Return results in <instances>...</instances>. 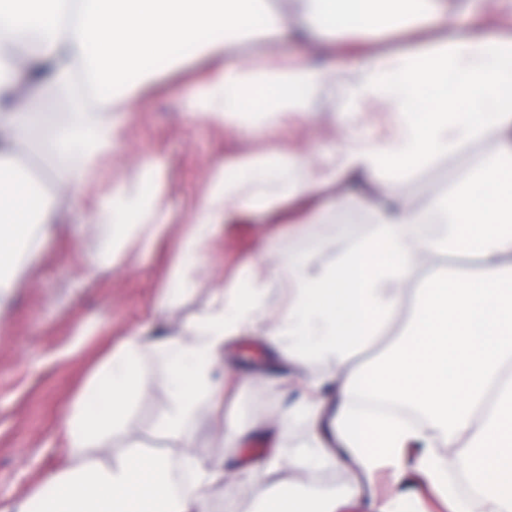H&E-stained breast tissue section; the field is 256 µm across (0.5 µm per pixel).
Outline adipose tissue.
<instances>
[{"label": "adipose tissue", "mask_w": 512, "mask_h": 512, "mask_svg": "<svg viewBox=\"0 0 512 512\" xmlns=\"http://www.w3.org/2000/svg\"><path fill=\"white\" fill-rule=\"evenodd\" d=\"M305 21L318 39L341 31L376 32L431 16L438 0H305ZM69 0H0V94L24 71L15 49L55 65L53 81L66 90L65 109L30 105L0 109V297L22 264L40 258L39 243L53 214L39 185L23 175L14 152L28 147L50 159L61 180L80 191L118 140L113 116L129 109L141 79L170 61L229 37L273 29L282 39L298 29L280 22L263 0H82L76 22H66ZM313 46L290 62L227 64L184 108L208 103L213 118L264 114L267 126L304 118L312 92L336 82L339 120L371 106L390 116L386 134L357 142L342 155L320 157L299 181L281 182L276 162L241 155L212 174L196 219L175 242L176 251L204 258L212 238L235 215L283 195L319 193L354 181L367 191L357 203L372 212L371 234L336 260L312 265L301 257L265 265L251 288L234 280L219 287L211 306L160 341L132 339L112 352L90 380L98 401L78 400L66 434L75 458L50 474L15 512H206L223 467L182 457L191 481L177 492L167 458L132 444L121 453L105 440L123 430L142 398L141 366L154 361L173 373V399L157 423L185 445L200 406L222 395L213 379L216 353L227 340L261 331L278 357L302 367L346 357L378 335L398 303L411 267L426 257L474 252L481 272L466 282L428 285L402 344L378 370L340 365L333 393L309 383L302 408L313 437L309 458L351 467L356 494L392 470L402 477L408 448L419 446L415 468L452 512H512V171L495 159L460 168L446 190L422 206L389 214L373 200L391 179L436 157L460 150L490 132L512 130V38L456 33L423 45L417 63L381 51L350 64H318ZM124 191L112 199L123 200ZM113 206L93 212L92 223L141 244L163 228L160 211ZM440 233H430V225ZM282 284L286 303L268 309L270 284ZM453 449L471 489L460 496L442 455ZM99 456H90V449ZM262 512H337L313 496L282 486L266 492Z\"/></svg>", "instance_id": "adipose-tissue-1"}]
</instances>
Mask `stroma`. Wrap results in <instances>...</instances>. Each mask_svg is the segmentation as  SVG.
<instances>
[{
	"instance_id": "1",
	"label": "stroma",
	"mask_w": 512,
	"mask_h": 512,
	"mask_svg": "<svg viewBox=\"0 0 512 512\" xmlns=\"http://www.w3.org/2000/svg\"><path fill=\"white\" fill-rule=\"evenodd\" d=\"M509 13L512 8L501 0H439L432 22L381 34L339 33L319 56L330 63L353 61L369 49L409 54L448 29L478 34L489 29V15ZM298 49V42L281 41L270 32L251 34L217 50L189 54L150 75L131 100L129 112L117 117L122 129L117 148L80 195L60 186L44 159L17 156L19 168L47 196L57 232L45 241L39 261L23 267L0 300V512H12L49 474L72 466L64 434L78 398L112 349L134 334L149 339L159 330L178 328L208 306L224 280L236 278L249 286L248 269H261L264 261L296 255L330 261L371 233V214L347 203L345 193L328 189L310 197L287 196L238 215L221 227L204 260L182 259L173 247L203 206L211 174L224 159L239 154L292 157L296 164L283 175L288 181L321 154L344 151L352 142L382 133L386 118L375 112L337 127L336 89L330 85L314 94L307 121L291 120L261 134L251 131L261 122L257 115L216 122L185 112V98L198 92L224 62L279 63ZM498 150L496 135L486 134L393 180V191L416 202L436 196L457 170ZM141 179L153 181L165 227L150 245L128 244L116 261L99 257V241L109 232L91 224L93 210L111 199L114 190ZM481 268L480 257L471 253L441 255L429 265L413 267L408 289L390 319L378 336L348 357V364L372 367L407 334L426 282H463ZM214 369L216 380L226 383L224 397L216 405L202 406L187 452L230 467H258L276 453L293 455L311 444L309 427L298 413L300 384H277L295 369L273 361L261 337L247 334L227 343ZM141 383L143 398L108 447L118 453L135 440L180 460L186 451L156 429L170 403V369L146 363ZM286 410L293 413L288 425L276 426V418ZM219 420L244 429L243 439L222 445L215 432ZM287 478L280 472L256 483L241 480L227 489L216 488L208 510L258 512L262 488L280 486ZM352 487L351 469L324 463L301 470L294 484L295 490L342 501L341 512H369V498L353 495ZM402 489L416 495L419 512H448L415 472L401 485L382 476L374 495L387 497Z\"/></svg>"
}]
</instances>
